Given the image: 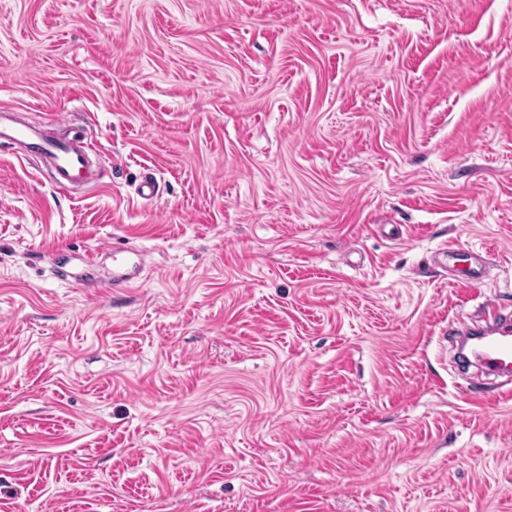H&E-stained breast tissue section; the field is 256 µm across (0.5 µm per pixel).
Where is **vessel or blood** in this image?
<instances>
[{
	"instance_id": "b4317fda",
	"label": "vessel or blood",
	"mask_w": 512,
	"mask_h": 512,
	"mask_svg": "<svg viewBox=\"0 0 512 512\" xmlns=\"http://www.w3.org/2000/svg\"><path fill=\"white\" fill-rule=\"evenodd\" d=\"M0 144L21 145L28 155L43 160L49 167L56 187L65 188L85 178L89 152L81 128L69 127L66 135L57 136L51 126H31L15 120L12 113L0 109ZM140 273L139 264L120 259L112 272V285L122 288ZM482 339L469 347L474 363L488 375L512 371V317L505 315L495 301L486 306Z\"/></svg>"
}]
</instances>
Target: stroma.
I'll return each mask as SVG.
<instances>
[{"mask_svg":"<svg viewBox=\"0 0 512 512\" xmlns=\"http://www.w3.org/2000/svg\"><path fill=\"white\" fill-rule=\"evenodd\" d=\"M1 106L0 512H512V0H0ZM63 120L52 119L42 128L22 124L15 120L12 112L0 109V144L23 145L27 154L43 160L49 167L53 184L58 188L83 180L89 165V152L83 130L69 126L64 136L51 133L54 126ZM125 252L124 250L112 251L113 262H118L116 269L112 270V288H123L129 283L136 279V276L140 274V266L130 258L123 257L122 259L117 258V254ZM485 328L479 331L481 341L468 347L466 361L481 367L487 375L512 371V319L498 308L493 300L486 306ZM473 358V361L471 358Z\"/></svg>","mask_w":512,"mask_h":512,"instance_id":"stroma-1","label":"stroma"}]
</instances>
